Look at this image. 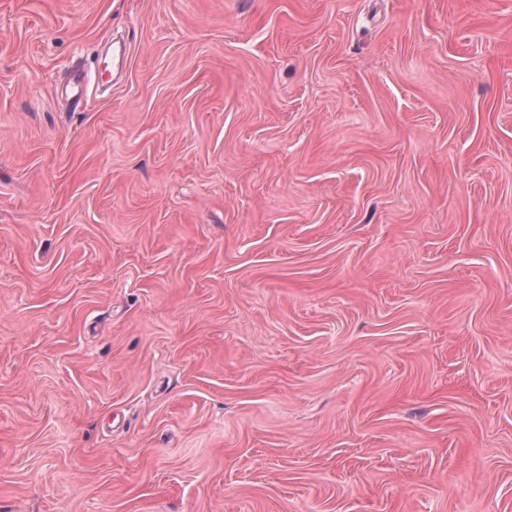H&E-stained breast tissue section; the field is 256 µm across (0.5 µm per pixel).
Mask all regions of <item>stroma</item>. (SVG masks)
<instances>
[{
    "instance_id": "obj_1",
    "label": "stroma",
    "mask_w": 512,
    "mask_h": 512,
    "mask_svg": "<svg viewBox=\"0 0 512 512\" xmlns=\"http://www.w3.org/2000/svg\"><path fill=\"white\" fill-rule=\"evenodd\" d=\"M0 512H512V0H0Z\"/></svg>"
}]
</instances>
